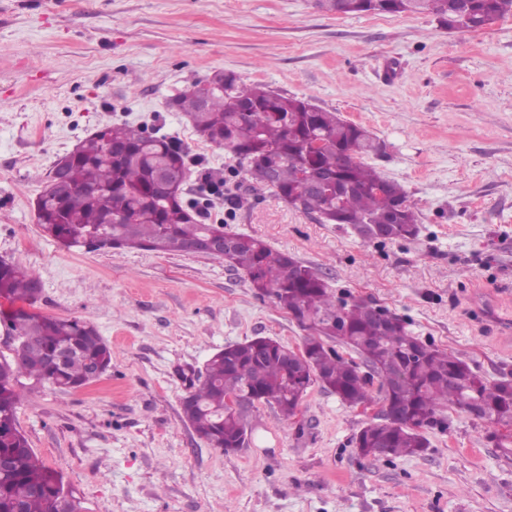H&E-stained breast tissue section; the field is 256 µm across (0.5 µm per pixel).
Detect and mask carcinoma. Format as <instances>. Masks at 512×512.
<instances>
[{
  "instance_id": "carcinoma-1",
  "label": "carcinoma",
  "mask_w": 512,
  "mask_h": 512,
  "mask_svg": "<svg viewBox=\"0 0 512 512\" xmlns=\"http://www.w3.org/2000/svg\"><path fill=\"white\" fill-rule=\"evenodd\" d=\"M316 6L343 15L428 13L449 31L483 29L512 16V0H316ZM171 107L205 141L246 161L252 183L286 203L304 196L305 211L323 223L348 225L368 242L418 234L407 191L363 162L379 143L338 113L265 85H246L224 71L175 96ZM100 129L102 134L89 135L50 172L36 204L45 235L69 250L103 235L111 250L171 253L178 245L191 247L224 234L223 224L194 217L180 182L161 188V175L188 170L182 145L165 136L147 138L127 125ZM307 178L328 187L304 195ZM235 238L224 262L313 334L305 337L299 358L287 356L280 342L258 337L227 346L207 361L203 378L191 383L182 399V412L210 447L235 448L247 431L245 413L225 408L226 394L273 405L288 425L315 381L350 406L368 400L376 382L386 406L400 418L363 427L352 439L359 456H422L429 448L426 433L446 423L448 408L462 410L469 401L483 409L487 438L512 455V434L498 430L512 425L511 380L480 376L458 356L413 335L396 314L380 322L370 304L336 298L311 266L262 239ZM40 291L31 270L0 259V299L11 305L0 311V322L16 332L19 346L10 358L0 354V457L10 458L0 466V512H81L75 496L60 494L62 477L36 456L18 427L22 378L76 391L90 384L96 369L111 367L112 348L87 321L36 311ZM61 347L72 355L54 364L50 354ZM340 347L362 363L344 358Z\"/></svg>"
}]
</instances>
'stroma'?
<instances>
[{
    "label": "stroma",
    "mask_w": 512,
    "mask_h": 512,
    "mask_svg": "<svg viewBox=\"0 0 512 512\" xmlns=\"http://www.w3.org/2000/svg\"><path fill=\"white\" fill-rule=\"evenodd\" d=\"M224 70L335 111L384 145L369 165L408 192L420 233L362 242L253 185L169 100ZM177 139L195 159L186 203L226 232L311 265L337 297L404 317L491 381L512 344L470 310L497 292L512 319V17L449 32L428 14L345 16L314 0H0V258L38 276L37 311L96 326L112 349L98 381L28 384L18 423L83 512H512V458L458 408L420 457L372 460L352 437L384 404H343L321 384L296 421L248 412L225 453L184 420L183 370L225 345L308 331L224 260L135 249L67 250L35 203L54 164L105 123Z\"/></svg>",
    "instance_id": "stroma-1"
}]
</instances>
